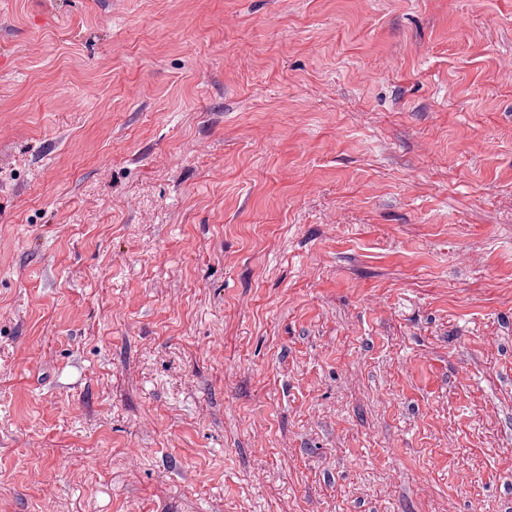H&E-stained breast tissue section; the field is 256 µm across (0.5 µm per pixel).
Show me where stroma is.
I'll return each instance as SVG.
<instances>
[{
  "label": "stroma",
  "instance_id": "35a3bbf8",
  "mask_svg": "<svg viewBox=\"0 0 512 512\" xmlns=\"http://www.w3.org/2000/svg\"><path fill=\"white\" fill-rule=\"evenodd\" d=\"M0 512H512V0H0Z\"/></svg>",
  "mask_w": 512,
  "mask_h": 512
}]
</instances>
